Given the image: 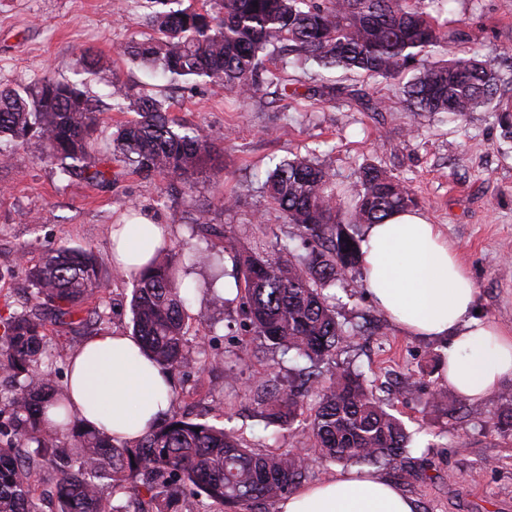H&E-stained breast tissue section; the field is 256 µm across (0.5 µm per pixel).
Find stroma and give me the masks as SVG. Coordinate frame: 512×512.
Wrapping results in <instances>:
<instances>
[{"label": "stroma", "mask_w": 512, "mask_h": 512, "mask_svg": "<svg viewBox=\"0 0 512 512\" xmlns=\"http://www.w3.org/2000/svg\"><path fill=\"white\" fill-rule=\"evenodd\" d=\"M143 5L144 0H0V86L49 73L104 96L106 86L74 65L80 50L89 48L103 66L120 70L138 88L164 94L166 80L119 52L145 35ZM438 15L466 33L467 52L492 61L502 91L512 96V0H445ZM283 75L297 82L301 97L280 100L270 86L262 97L245 100L205 82L174 95L171 117L208 128L222 155L223 170L201 168L191 190L194 200L210 206L213 224L245 248L279 240L298 245V228L283 222L262 191L274 164L314 154L342 186L352 184L361 167L375 165L405 180L430 223L457 247L477 288L481 316L512 331V142L504 139L495 113L477 111L458 125L443 115L407 111L394 80L378 83L313 62L288 65ZM326 81L364 90L386 109L365 112L343 98L324 104L304 97V90ZM182 192L119 166L104 188L67 181L43 161L37 140L12 146L9 159L0 163V301L21 309L30 292L23 265L64 243L87 245L107 277L92 306L107 317L110 329L128 331L134 282L113 272L112 227L133 209L169 226V246L206 245L207 236L192 230ZM229 196L237 204L228 210ZM260 213L264 223H254ZM357 278L349 273L330 288L336 315L349 325L370 320L380 328L372 336L347 338L334 360L341 368H359L376 396L394 405L412 434L413 462L427 466L426 478L418 480H400L395 463L377 466V473L396 482L419 512H512V428L498 424L512 412V379L479 403L478 414H470L469 402L440 377L447 339L403 333L357 287ZM187 314L190 344L223 355L224 364L198 363L174 374L173 413L190 419L205 412L224 415L225 428L242 431L258 450L300 449L310 462L309 481L340 471V464L326 461L315 448L309 415L283 428L268 427L246 394L261 378L275 379L285 391L296 388L306 360L275 353L244 331L238 304H212L201 288L192 293Z\"/></svg>", "instance_id": "35a3bbf8"}]
</instances>
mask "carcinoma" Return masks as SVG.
Listing matches in <instances>:
<instances>
[{
  "instance_id": "obj_1",
  "label": "carcinoma",
  "mask_w": 512,
  "mask_h": 512,
  "mask_svg": "<svg viewBox=\"0 0 512 512\" xmlns=\"http://www.w3.org/2000/svg\"><path fill=\"white\" fill-rule=\"evenodd\" d=\"M151 34L120 53L180 84L209 81L242 98L258 97L275 84L281 96L298 95L280 72L266 66L280 50L324 69L374 80L410 79L401 92L411 112L448 114L464 123L470 113L493 108L512 139V97L501 94L491 61L459 52L461 30L436 24L428 9L437 0H206L199 10L182 0H147ZM76 64L109 88L106 99L88 95L84 84L52 75L0 88V144L35 139L44 160L63 178L76 176L101 187L108 171L93 155L92 132L103 112H133L112 132L111 161L146 178L191 185L195 173L219 154L207 130L170 117L169 99L136 91L120 71L99 65L91 50ZM344 94L334 85L307 97L332 103ZM365 112L383 111L382 101L351 90ZM284 223L300 230L302 247L279 242L274 255L245 249L211 225L210 209L187 200L191 223L223 239L243 288L245 331L282 355L311 363L301 374L304 391H281L272 380L256 386L259 417L266 426L290 425L304 412L303 393H313L311 426L321 455L341 464L387 465L403 457L411 436L401 420L369 391L361 375L330 364L347 332L325 290L358 268L361 239L339 228L342 198L316 158L284 159L263 184ZM347 223L380 224L397 211L419 206L404 181L374 165L359 171ZM352 245H347V242ZM210 267L205 284L212 299L223 276L210 247L158 248L136 279L131 299L133 335L145 356L171 373L199 362L185 321L189 268ZM32 302L21 312L0 314V373L14 381L0 400V512H43L34 475L55 480L57 512H203L207 498L233 509L279 499L307 477L308 458L297 449L261 451L233 431L207 420L172 416L136 443L119 442L71 414L69 391L41 369L49 327L73 333L99 331L104 317L89 308L106 288L99 258L89 246L60 245L23 267ZM57 419L48 417L49 408ZM132 491L137 507L105 496Z\"/></svg>"
}]
</instances>
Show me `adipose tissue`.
I'll use <instances>...</instances> for the list:
<instances>
[{
  "label": "adipose tissue",
  "instance_id": "ef3b65f1",
  "mask_svg": "<svg viewBox=\"0 0 512 512\" xmlns=\"http://www.w3.org/2000/svg\"><path fill=\"white\" fill-rule=\"evenodd\" d=\"M166 225L142 219L112 233V263L138 276L161 246ZM365 288L375 306L411 336L448 340L442 374L457 393L479 401L512 378V332L476 317L477 291L438 225L418 211L367 225L360 250ZM74 414L119 440L139 439L170 409L174 383L136 339L118 331L88 339L69 359ZM278 512H418L414 499L375 471H342L287 494Z\"/></svg>",
  "mask_w": 512,
  "mask_h": 512
}]
</instances>
